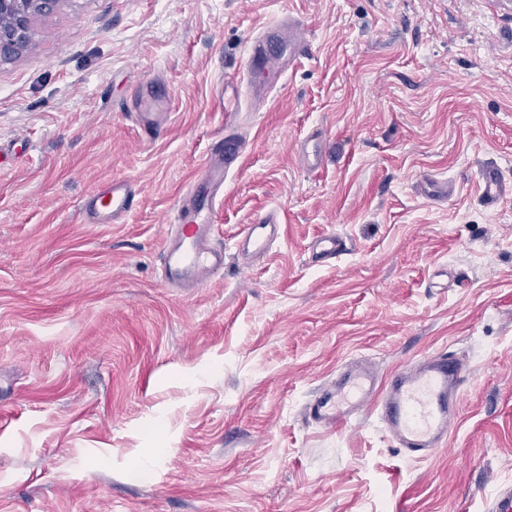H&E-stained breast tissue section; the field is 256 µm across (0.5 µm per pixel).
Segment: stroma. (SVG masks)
Masks as SVG:
<instances>
[{"instance_id": "1", "label": "stroma", "mask_w": 512, "mask_h": 512, "mask_svg": "<svg viewBox=\"0 0 512 512\" xmlns=\"http://www.w3.org/2000/svg\"><path fill=\"white\" fill-rule=\"evenodd\" d=\"M290 18L308 58L224 111L225 75ZM36 28L0 64V512H490L512 484V198L489 211L476 182L512 180V0H61ZM148 101L169 117L145 142ZM227 129L224 267L185 294L161 281L167 217ZM115 179L138 208L90 223ZM331 232L346 253L315 261ZM445 347L471 384L432 458L373 410L305 413L351 364ZM277 220L268 214L255 224L244 225L241 231V243L247 246L252 254H264L268 251L272 239L271 231L276 227Z\"/></svg>"}]
</instances>
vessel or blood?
<instances>
[{
    "label": "vessel or blood",
    "instance_id": "b4317fda",
    "mask_svg": "<svg viewBox=\"0 0 512 512\" xmlns=\"http://www.w3.org/2000/svg\"><path fill=\"white\" fill-rule=\"evenodd\" d=\"M303 24L267 27L249 46L246 59L248 82L253 92L264 89L268 79L281 75L287 65L298 63L309 53ZM142 137L157 138L167 121L163 112L138 115ZM243 145L233 133H225L210 147L198 184L175 206L172 232L161 251L162 280L171 288L202 287L207 275L224 266V247L211 240V207L224 179L235 167ZM479 197L488 210L512 195V181L492 162L482 165L478 177ZM137 193L125 180H115L92 201L100 221L112 224L132 214ZM277 220L266 215L245 225L240 237L253 254L269 249ZM470 382L466 365L453 352L439 351L401 369L388 382H380L372 369L364 368L338 380L335 389L313 398L309 417L325 427L347 426L365 407H372L386 433L411 456L429 458L444 448L457 425L461 396Z\"/></svg>",
    "mask_w": 512,
    "mask_h": 512
}]
</instances>
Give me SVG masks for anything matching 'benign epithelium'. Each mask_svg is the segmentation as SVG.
<instances>
[{
  "instance_id": "obj_1",
  "label": "benign epithelium",
  "mask_w": 512,
  "mask_h": 512,
  "mask_svg": "<svg viewBox=\"0 0 512 512\" xmlns=\"http://www.w3.org/2000/svg\"><path fill=\"white\" fill-rule=\"evenodd\" d=\"M60 0H0V46L12 48L10 57L32 49L36 21L54 9Z\"/></svg>"
}]
</instances>
